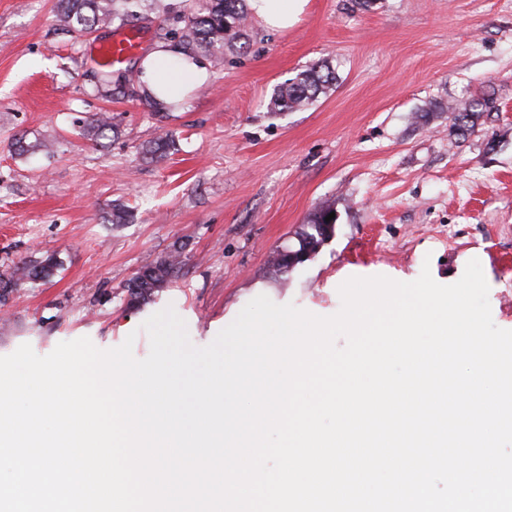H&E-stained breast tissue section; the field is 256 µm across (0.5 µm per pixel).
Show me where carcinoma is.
<instances>
[{
  "instance_id": "1",
  "label": "carcinoma",
  "mask_w": 512,
  "mask_h": 512,
  "mask_svg": "<svg viewBox=\"0 0 512 512\" xmlns=\"http://www.w3.org/2000/svg\"><path fill=\"white\" fill-rule=\"evenodd\" d=\"M160 0H58L56 18L69 31L83 37L100 27L123 28L148 18L152 6ZM249 13L246 0H188L184 6H169L162 11L165 32L161 38L178 40L179 51L198 60L200 56H222L245 38ZM112 69L98 68V79L94 87L105 97L115 95L112 88ZM142 69L130 72L135 81L138 96L149 105L165 109L160 101L141 80ZM336 83V73L329 67L313 65L300 72L294 79L277 86L272 104L277 110H295L307 106ZM497 111L496 100L491 94L472 96L456 106L448 107L450 131L463 136L472 130L483 116ZM84 127L92 138L107 137L113 130L112 117L100 113L84 121ZM174 140L166 134L142 147L143 153L155 162L165 160ZM334 212L324 203L313 214L309 224L299 233L298 248L307 244H320L318 226ZM182 265L181 251L171 250L148 264L126 285L130 303L146 302L164 288L179 273ZM57 268L54 255L48 254L34 264L23 263L11 273L0 275V301L6 299L18 286L27 280L50 277Z\"/></svg>"
}]
</instances>
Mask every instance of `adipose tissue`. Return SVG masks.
Listing matches in <instances>:
<instances>
[{"label": "adipose tissue", "mask_w": 512, "mask_h": 512, "mask_svg": "<svg viewBox=\"0 0 512 512\" xmlns=\"http://www.w3.org/2000/svg\"><path fill=\"white\" fill-rule=\"evenodd\" d=\"M253 14L267 27L285 30L297 23L308 0H250ZM143 80L160 100L175 103L203 84L206 70L183 55L157 47L142 62Z\"/></svg>", "instance_id": "1"}]
</instances>
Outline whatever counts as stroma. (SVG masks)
Listing matches in <instances>:
<instances>
[{
    "mask_svg": "<svg viewBox=\"0 0 512 512\" xmlns=\"http://www.w3.org/2000/svg\"><path fill=\"white\" fill-rule=\"evenodd\" d=\"M56 0H0V274L54 253L46 280L10 294L0 356L63 341L99 349L173 308L203 347L258 295L320 316L339 311L353 276L411 282L430 269L456 282L479 260L494 323L512 330V0H309L285 31L250 21L243 49L203 58L207 81L175 110L97 96L87 74L104 29L78 38ZM329 64L335 85L305 108L275 112L273 90ZM494 93L497 110L466 138L449 104ZM106 112L103 142L77 125ZM173 134L168 160L141 143ZM50 153L20 154L21 141ZM333 204L336 226L292 271L269 268L310 215ZM134 214L112 224L113 205ZM183 265L168 288L130 305L126 283L173 247Z\"/></svg>",
    "mask_w": 512,
    "mask_h": 512,
    "instance_id": "obj_1",
    "label": "stroma"
}]
</instances>
